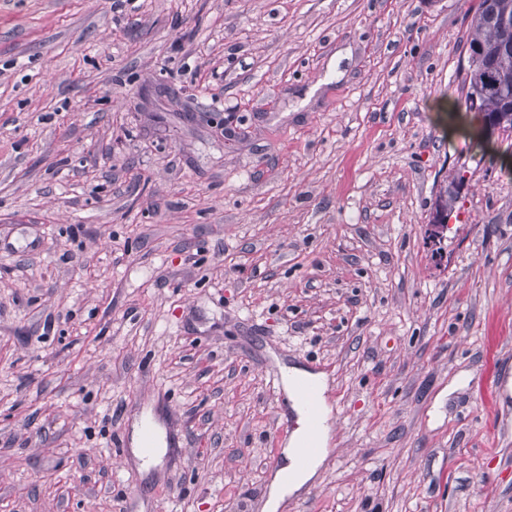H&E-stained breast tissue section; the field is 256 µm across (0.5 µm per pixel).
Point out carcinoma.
<instances>
[{"label": "carcinoma", "instance_id": "obj_1", "mask_svg": "<svg viewBox=\"0 0 512 512\" xmlns=\"http://www.w3.org/2000/svg\"><path fill=\"white\" fill-rule=\"evenodd\" d=\"M512 0H478L469 22V57L464 77L466 108L477 114L505 118L504 133L512 134ZM460 196L444 185L436 192L433 207L453 213Z\"/></svg>", "mask_w": 512, "mask_h": 512}]
</instances>
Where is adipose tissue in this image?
<instances>
[{
	"label": "adipose tissue",
	"mask_w": 512,
	"mask_h": 512,
	"mask_svg": "<svg viewBox=\"0 0 512 512\" xmlns=\"http://www.w3.org/2000/svg\"><path fill=\"white\" fill-rule=\"evenodd\" d=\"M283 378L286 402L296 415L297 426L292 432L286 448L282 450L281 461L269 484L264 505L265 512H279L282 503L288 496L300 490L313 478L324 461L323 450L329 442V408L320 407L319 427L317 430H310L297 395L298 387L304 384L325 388L324 376L304 367L293 365L284 367ZM310 443L315 445L317 452L308 456L305 455L304 449Z\"/></svg>",
	"instance_id": "obj_1"
}]
</instances>
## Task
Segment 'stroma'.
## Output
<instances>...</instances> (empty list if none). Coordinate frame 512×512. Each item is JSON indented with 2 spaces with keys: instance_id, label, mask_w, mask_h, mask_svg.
<instances>
[{
  "instance_id": "obj_1",
  "label": "stroma",
  "mask_w": 512,
  "mask_h": 512,
  "mask_svg": "<svg viewBox=\"0 0 512 512\" xmlns=\"http://www.w3.org/2000/svg\"><path fill=\"white\" fill-rule=\"evenodd\" d=\"M467 8L0 0V512H264L284 364L333 435L283 512H512V171L434 120Z\"/></svg>"
}]
</instances>
